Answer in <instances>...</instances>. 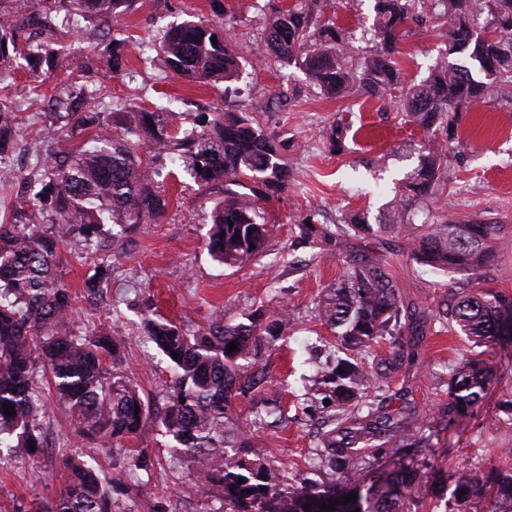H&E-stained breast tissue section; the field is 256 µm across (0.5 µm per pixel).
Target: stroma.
Returning a JSON list of instances; mask_svg holds the SVG:
<instances>
[{"label":"stroma","instance_id":"35a3bbf8","mask_svg":"<svg viewBox=\"0 0 512 512\" xmlns=\"http://www.w3.org/2000/svg\"><path fill=\"white\" fill-rule=\"evenodd\" d=\"M287 2L224 0L237 20L232 38L242 57V72L235 82L213 88L188 85L167 74L161 61L150 66L143 62L171 24L190 15L212 18L210 0H134L110 29L111 37L126 40V64L133 75L120 76L103 63H94L93 83L109 90L107 96L93 100L95 110L109 113L123 107L126 99L138 97L147 106L173 99L174 109L184 114L189 126L206 124L216 112L252 114L267 133L284 143L292 177L286 193L263 201L272 232L262 256L242 266L230 267L209 255L205 219L215 197L202 193L193 172L181 167L159 179L169 207L154 223L134 225L92 245L75 233L60 245L57 274L76 296L69 331L85 334L96 327H112L122 367L150 415L131 444H119L107 456L96 442L75 435L63 409L50 403L43 420L48 443L44 452L0 464V512H39L63 485L58 459L65 452L100 465L130 486V495L116 503L114 512H196V496L184 493L196 480L172 459L170 440L161 431L168 364L142 319L161 317L191 333L206 326L217 307L225 319L237 322L258 308L272 311L284 306L293 311V328L260 361L282 391L285 417L256 426L254 440L286 477L319 481L329 476L319 446L320 426L306 409L318 406L323 397L311 380L327 356L318 344L333 339L315 306L323 289L342 276L346 263L344 254L318 242L294 246V223L299 215L310 213L318 223L333 224L349 211L377 222L393 205L396 186L417 167L427 139L408 121L397 98L328 97L312 88L298 68L269 57L266 21ZM373 4L374 0H319L317 5L324 17L337 19L345 29L352 57L373 49L366 36L374 19ZM443 53L442 29L414 28L399 56L407 80L426 79ZM29 88V76L21 69L0 81V99L13 104L24 131L15 150L0 160V217L10 213L21 180L34 162L37 135L48 125V103L60 90L59 76L43 77L37 93ZM340 122L348 131L343 152L335 153L328 135ZM444 166L443 179L427 204L444 220L500 225L499 247L490 264L470 276L433 271L413 258L403 233L397 231L366 239L367 249L386 260L396 292L407 304L435 310L461 288L512 296V105L490 98L464 114ZM101 265L109 274L94 299L87 286ZM474 356L489 370L486 397L468 416L444 426L437 409L448 400L449 370ZM390 383L423 424L435 450L434 468L447 479L446 485L426 491V512H444L460 476L482 477L493 467L504 466L501 452L512 448V414L500 406L512 401V350L476 345L455 325L444 328L436 323L421 342L415 363L392 372ZM131 446L145 450L148 468H125Z\"/></svg>","mask_w":512,"mask_h":512}]
</instances>
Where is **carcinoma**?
Masks as SVG:
<instances>
[{"label": "carcinoma", "instance_id": "1", "mask_svg": "<svg viewBox=\"0 0 512 512\" xmlns=\"http://www.w3.org/2000/svg\"><path fill=\"white\" fill-rule=\"evenodd\" d=\"M312 2L295 0L269 19V52L303 70L326 95L380 100L401 91L406 115L429 145L403 184L388 223L373 226L364 215L348 213L338 224L317 226L308 214L295 224L298 238H315L340 250L351 239L399 228L408 232L414 258L434 270L466 274L486 266L499 240V225L433 221L422 203L441 178L439 133L450 141L463 113L490 96L512 104V0H483L487 18L482 25L476 0H435L438 19L447 26L445 54H463L468 64H440L417 84L407 82L398 55L412 24L428 22L425 0H374L375 50L355 63L341 50L344 29L320 20ZM132 3L0 0V72L22 64L35 80L57 69L65 75V95L50 108L54 120L42 138V154L36 155L9 217L0 221V448L9 449L12 457L31 458L46 447L45 376L66 405L75 434L99 440L107 454L113 444L138 437L149 415L133 380L115 367L119 343L111 332L72 336L63 331L76 297L55 267L58 247L72 232L92 241L111 233L109 224H145L162 216L168 197L155 185L154 163L163 158L183 164L202 185L223 193L209 213L207 250L215 261L231 266L264 253L270 228L258 202L288 190L291 168L282 143L243 113L215 112L207 127L171 132L179 119L173 100L153 111L132 101L120 112L122 133L114 134L98 113L86 108L83 80L90 66L55 47L56 19L81 17L89 25L88 38L99 41ZM211 4L214 19L173 25L156 48L166 71L192 85H217L241 73L228 36L235 17H224L221 0ZM105 53L106 65L120 71L125 41L112 39ZM19 130L18 117L0 102V155L14 146ZM46 223L48 232L42 229ZM317 312L334 331L337 351L345 354L318 373L325 399L336 407L322 442L332 478L294 485L275 475L253 440L256 422L282 411L280 399L254 412L250 423L231 412L233 401L247 397L264 379L256 369L259 357L288 335L290 313L256 309L246 321L235 322L219 312L193 334L170 320L144 319L170 371L161 432L169 437L175 459L200 482L199 512H321L332 501V512H419L430 469L405 449L424 444L427 436L410 409L389 412L368 401L371 391L389 387L372 347L388 343V367L412 362L417 341L436 314L418 306L406 310L384 261L368 250L349 256L341 279L322 292ZM448 313L476 343L512 340V297L462 292L454 297L452 310L442 311ZM231 342L237 343L232 353ZM108 359L114 367L106 366ZM486 381L479 360L451 371L440 419L451 426L463 410L481 402ZM6 404L15 407V415L5 414ZM374 440L380 444L371 449L372 457L389 461L375 473L363 467L358 448ZM60 470L65 482L45 512H112L122 490L105 471L65 454ZM352 492L357 499L344 502ZM453 497L464 503L490 497L496 512H512V467H496L484 479L459 477Z\"/></svg>", "mask_w": 512, "mask_h": 512}]
</instances>
